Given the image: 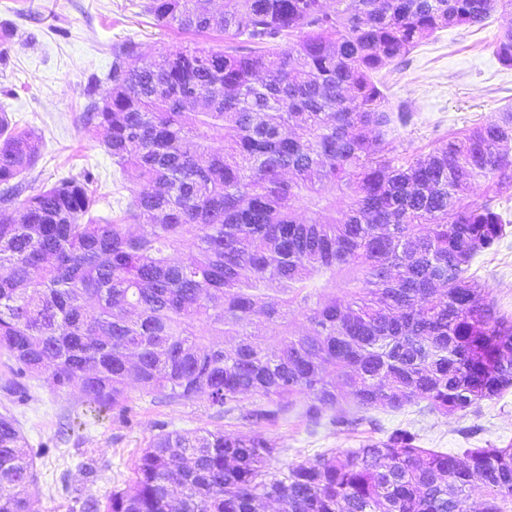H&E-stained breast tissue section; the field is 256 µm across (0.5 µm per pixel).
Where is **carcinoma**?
<instances>
[{
    "mask_svg": "<svg viewBox=\"0 0 512 512\" xmlns=\"http://www.w3.org/2000/svg\"><path fill=\"white\" fill-rule=\"evenodd\" d=\"M164 27L224 50L129 38L86 124L143 183L106 224L87 182L22 202L39 139L0 114V354L52 392L114 408L131 386L275 420L411 403L463 417L512 389V314L469 274L506 234L512 110L420 155L394 145L379 73L436 32L512 0H148ZM494 54L512 67V29ZM487 185L479 199L471 189ZM190 241V256L176 255ZM302 316L304 330L296 329ZM262 319L277 340L251 333ZM275 449L221 429L156 435L133 478L71 512H512V446L443 452L393 429L336 458L273 471ZM39 452L0 414V512H30Z\"/></svg>",
    "mask_w": 512,
    "mask_h": 512,
    "instance_id": "1",
    "label": "carcinoma"
}]
</instances>
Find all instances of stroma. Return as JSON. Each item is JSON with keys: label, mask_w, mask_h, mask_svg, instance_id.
Returning a JSON list of instances; mask_svg holds the SVG:
<instances>
[{"label": "stroma", "mask_w": 512, "mask_h": 512, "mask_svg": "<svg viewBox=\"0 0 512 512\" xmlns=\"http://www.w3.org/2000/svg\"><path fill=\"white\" fill-rule=\"evenodd\" d=\"M145 2L0 0V44L7 49L0 62V113L40 138L39 159L25 176L27 194L63 178H85L95 219H112L129 203L132 172L113 165L100 134L84 121L90 103L109 94L114 51L130 37L146 54L198 42L224 46L220 33L199 37L160 26L145 12ZM510 27L512 11L494 14L478 30H442L406 62L383 71L392 106H405L413 114L395 131L401 149L428 151L437 139L494 120L512 104V68L498 61L492 47ZM470 272L512 311V232L495 251L478 257ZM11 377L0 357V413L13 414L31 447L50 451L35 462V481L28 488L33 512H70L78 494L102 497L123 487L141 449L162 432L205 427L245 439L263 437L276 449L271 461L276 471L328 450L339 453L368 439H384L399 426L415 428L424 448L455 451L489 441L512 443V389L464 417L446 418L410 404L398 411H369L355 430L339 431L326 417L315 424L305 420L296 407L274 422L243 420V411L258 402L254 396L225 413L203 400L171 403L134 388L125 408L95 411L79 388L56 393L37 375L23 378L22 393L8 394L4 384ZM88 467L96 472L91 482L84 474Z\"/></svg>", "instance_id": "obj_1"}]
</instances>
